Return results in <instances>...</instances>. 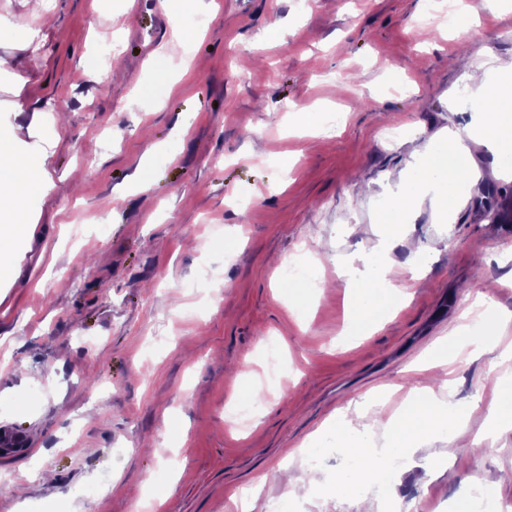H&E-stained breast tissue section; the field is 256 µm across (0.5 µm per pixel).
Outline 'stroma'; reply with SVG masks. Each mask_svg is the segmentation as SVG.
I'll list each match as a JSON object with an SVG mask.
<instances>
[{"label":"stroma","instance_id":"1","mask_svg":"<svg viewBox=\"0 0 512 512\" xmlns=\"http://www.w3.org/2000/svg\"><path fill=\"white\" fill-rule=\"evenodd\" d=\"M30 7L0 0V143L52 186L25 197L0 251V426L28 433L0 457V512H133L150 489L163 512H231L305 441L322 458L295 463L313 486L297 512H368L371 497L468 512L473 474L512 512V428L491 453L440 429L444 471L347 499L331 491L343 461L328 428L374 396L365 423L394 416L396 394L468 334L481 292L485 322H509L440 397L463 408L512 377V223L476 204L512 183L502 155L459 156L449 216L409 209L370 336L349 335L336 273L373 260L390 189L426 186L423 155L482 111L468 74L512 69V0H470L463 30L426 20V0H216L176 20L158 0H51L49 24ZM20 14L23 31L8 25ZM106 43L115 76L95 68ZM333 111L335 133L314 135ZM292 255L315 257L320 282L293 315L279 264ZM268 343L283 377L232 430L226 405L254 388L239 369Z\"/></svg>","mask_w":512,"mask_h":512}]
</instances>
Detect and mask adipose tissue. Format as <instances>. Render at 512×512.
Segmentation results:
<instances>
[{
    "label": "adipose tissue",
    "instance_id": "ef3b65f1",
    "mask_svg": "<svg viewBox=\"0 0 512 512\" xmlns=\"http://www.w3.org/2000/svg\"><path fill=\"white\" fill-rule=\"evenodd\" d=\"M483 97L477 131L467 137H451L450 146L457 153H468L476 144L493 152L512 150V74H500L494 84L484 77L472 75ZM46 175L32 172L10 145L0 144V210L21 212L23 199L29 189H48ZM390 256H382L374 264L359 268L340 265L341 276L348 278L352 287L348 293V324L362 333H370L377 325L376 314L382 302L381 292L386 275L391 270ZM448 423L456 438H466L469 424L450 407L436 400L427 387H415L399 416L388 420L381 431L382 446L372 444L369 434L337 428L336 447L341 456L361 459L366 474H376L392 466L393 456L416 447L424 436Z\"/></svg>",
    "mask_w": 512,
    "mask_h": 512
}]
</instances>
